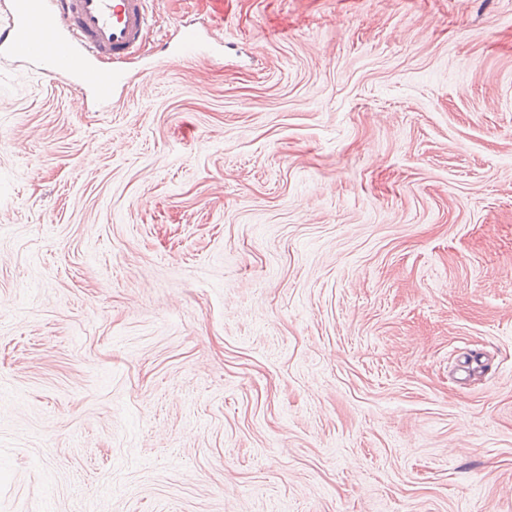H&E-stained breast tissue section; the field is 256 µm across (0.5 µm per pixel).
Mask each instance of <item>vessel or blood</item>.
Listing matches in <instances>:
<instances>
[{
    "instance_id": "b4317fda",
    "label": "vessel or blood",
    "mask_w": 512,
    "mask_h": 512,
    "mask_svg": "<svg viewBox=\"0 0 512 512\" xmlns=\"http://www.w3.org/2000/svg\"><path fill=\"white\" fill-rule=\"evenodd\" d=\"M148 26L147 0H11L0 19V57L34 63L51 80H68L100 104L127 82L100 61L132 57ZM204 44L194 25H183L177 57H195Z\"/></svg>"
}]
</instances>
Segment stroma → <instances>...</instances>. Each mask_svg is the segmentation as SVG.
Masks as SVG:
<instances>
[{"instance_id": "obj_1", "label": "stroma", "mask_w": 512, "mask_h": 512, "mask_svg": "<svg viewBox=\"0 0 512 512\" xmlns=\"http://www.w3.org/2000/svg\"><path fill=\"white\" fill-rule=\"evenodd\" d=\"M148 11L0 58V512H512V0ZM148 0H11L0 19V57L32 62L51 80H68L100 104L124 86L123 62L140 48L148 26ZM181 27L175 56L179 58L198 56L204 49L200 31L193 24H185Z\"/></svg>"}]
</instances>
